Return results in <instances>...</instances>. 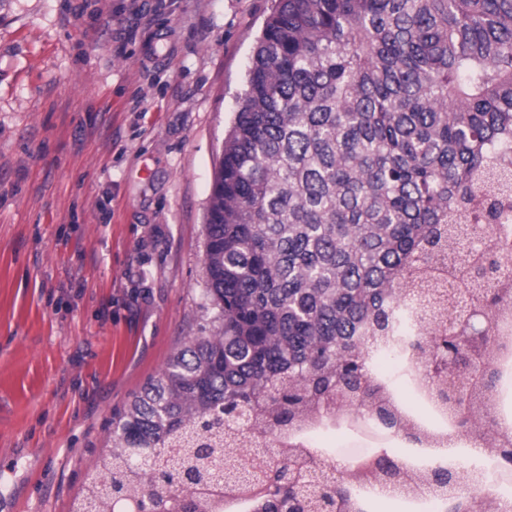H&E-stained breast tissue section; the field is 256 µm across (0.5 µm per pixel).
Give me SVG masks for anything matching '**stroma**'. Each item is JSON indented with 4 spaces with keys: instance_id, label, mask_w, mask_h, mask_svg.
<instances>
[{
    "instance_id": "obj_1",
    "label": "stroma",
    "mask_w": 512,
    "mask_h": 512,
    "mask_svg": "<svg viewBox=\"0 0 512 512\" xmlns=\"http://www.w3.org/2000/svg\"><path fill=\"white\" fill-rule=\"evenodd\" d=\"M274 0H0V512H69L201 322L224 137Z\"/></svg>"
}]
</instances>
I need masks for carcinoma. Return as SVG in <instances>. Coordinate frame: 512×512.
Here are the masks:
<instances>
[{"instance_id":"carcinoma-1","label":"carcinoma","mask_w":512,"mask_h":512,"mask_svg":"<svg viewBox=\"0 0 512 512\" xmlns=\"http://www.w3.org/2000/svg\"><path fill=\"white\" fill-rule=\"evenodd\" d=\"M512 0H276L216 169L204 224L209 334L174 352L112 420L113 450L80 503L116 512L113 495L157 512H209L181 500L189 482L219 491L242 466L221 448L238 416L260 408L270 433L311 411L355 403L387 430L418 436L380 403L362 337H409L434 395L468 416L495 388L496 315L512 302L502 248L470 256L479 209L490 224L512 204ZM464 254L452 295L433 263ZM410 307L393 306L401 285ZM483 310L479 341L426 336L421 319ZM299 485L267 473L224 512H352V488L311 453ZM365 473L397 483L389 455ZM448 512L470 498L453 483Z\"/></svg>"}]
</instances>
